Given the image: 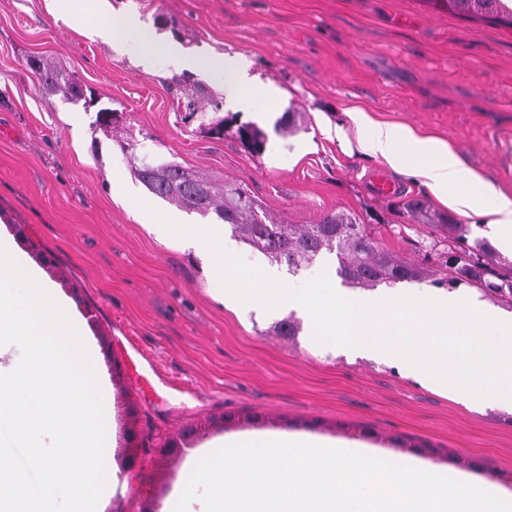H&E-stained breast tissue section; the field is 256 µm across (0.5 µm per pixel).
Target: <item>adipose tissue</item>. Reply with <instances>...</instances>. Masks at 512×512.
I'll return each instance as SVG.
<instances>
[{
	"label": "adipose tissue",
	"mask_w": 512,
	"mask_h": 512,
	"mask_svg": "<svg viewBox=\"0 0 512 512\" xmlns=\"http://www.w3.org/2000/svg\"><path fill=\"white\" fill-rule=\"evenodd\" d=\"M108 32L118 46L131 39L137 40L142 64H149L162 52L168 53L176 64L186 69L200 64L199 59L183 54L159 36L142 29L134 17L110 20ZM350 115L363 132L358 140L362 153L382 158L393 169L423 184L465 216L487 218L496 247L512 253V193L497 189L470 169L446 142L417 136L401 125L372 121L359 107L351 108Z\"/></svg>",
	"instance_id": "adipose-tissue-1"
}]
</instances>
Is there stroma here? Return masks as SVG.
I'll use <instances>...</instances> for the list:
<instances>
[{"label":"stroma","mask_w":512,"mask_h":512,"mask_svg":"<svg viewBox=\"0 0 512 512\" xmlns=\"http://www.w3.org/2000/svg\"><path fill=\"white\" fill-rule=\"evenodd\" d=\"M0 0V236L70 299L82 338L99 347L112 390L117 480L97 512H165L190 450L225 437L282 431L354 441L440 470L490 478L512 492V412L468 409L408 377L395 361L339 355L297 318L215 299L205 260L159 236L144 207L176 212L131 172L166 160L216 183L239 182L291 224L344 212L370 225L403 261L448 275L447 233L411 220L413 199L491 240L489 225L358 149L353 106L374 120L440 139L472 170L512 193V28L433 8L427 0ZM133 15L210 61L192 79L218 108L187 116L169 90L183 78L166 57L138 65V43L116 47L102 24ZM73 75L93 100L52 93L29 65ZM269 94L239 110L218 60ZM119 119L111 132L100 109ZM223 122V139L208 133ZM243 126L265 135L261 153ZM382 174L401 188L383 197ZM136 198L113 195L115 181ZM143 351L124 365L114 337ZM194 437L182 439L187 428Z\"/></svg>","instance_id":"stroma-1"}]
</instances>
